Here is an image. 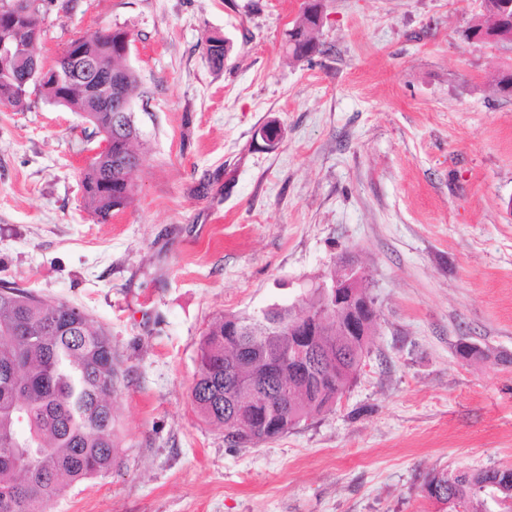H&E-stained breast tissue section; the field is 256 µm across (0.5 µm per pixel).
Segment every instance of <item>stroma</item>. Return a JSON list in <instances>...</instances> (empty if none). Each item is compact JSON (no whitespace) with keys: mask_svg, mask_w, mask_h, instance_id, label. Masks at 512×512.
I'll list each match as a JSON object with an SVG mask.
<instances>
[{"mask_svg":"<svg viewBox=\"0 0 512 512\" xmlns=\"http://www.w3.org/2000/svg\"><path fill=\"white\" fill-rule=\"evenodd\" d=\"M301 3L44 2L41 57L126 30L142 91L134 195L105 222L93 126L34 88L0 105V284L79 307L124 371L117 467L52 512H448L428 473L512 467V50L461 39L484 0H325L324 51L296 61ZM347 255L380 318L342 403L247 447L204 422L208 323L297 302Z\"/></svg>","mask_w":512,"mask_h":512,"instance_id":"35a3bbf8","label":"stroma"}]
</instances>
